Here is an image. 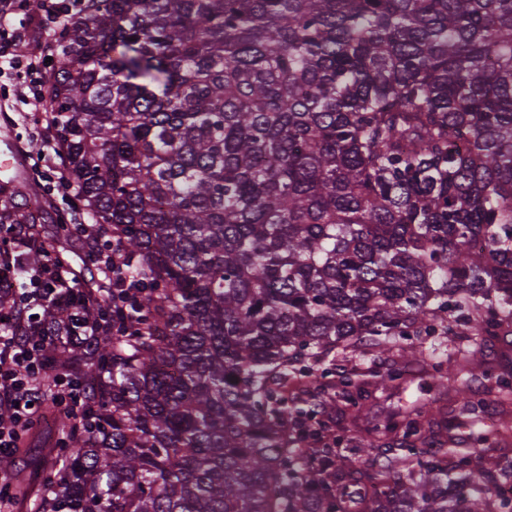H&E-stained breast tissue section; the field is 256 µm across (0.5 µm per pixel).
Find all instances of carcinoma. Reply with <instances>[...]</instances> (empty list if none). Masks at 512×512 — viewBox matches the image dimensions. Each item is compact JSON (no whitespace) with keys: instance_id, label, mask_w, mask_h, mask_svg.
<instances>
[{"instance_id":"carcinoma-1","label":"carcinoma","mask_w":512,"mask_h":512,"mask_svg":"<svg viewBox=\"0 0 512 512\" xmlns=\"http://www.w3.org/2000/svg\"><path fill=\"white\" fill-rule=\"evenodd\" d=\"M47 80L50 123L99 239L17 215L66 303L13 329L81 384L48 410L52 474L14 477L33 512H512L489 449L432 441L414 404L371 429L357 473L316 400L326 358L358 411L405 382L420 336H466L452 369L495 380L512 336V0H82ZM121 242L117 279L89 266ZM139 288L121 300L117 289ZM484 355L495 374H512V336L507 344H502L491 352L485 349ZM333 358L336 359V367L339 370L373 369L379 372H383L388 365L386 360L374 358L373 352H371L370 349H368L366 346H362L361 349L356 352L348 353L346 360H343L342 356H338L334 352L329 356V360Z\"/></svg>"}]
</instances>
